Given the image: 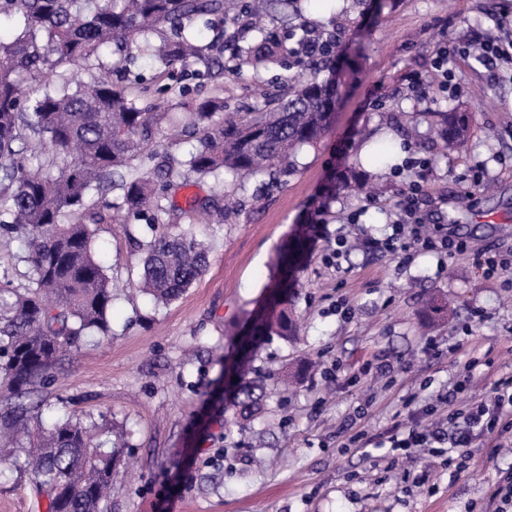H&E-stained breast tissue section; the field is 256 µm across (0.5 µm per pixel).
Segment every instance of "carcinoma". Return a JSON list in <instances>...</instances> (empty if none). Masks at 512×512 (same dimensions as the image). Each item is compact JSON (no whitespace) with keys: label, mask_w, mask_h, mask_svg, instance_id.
<instances>
[{"label":"carcinoma","mask_w":512,"mask_h":512,"mask_svg":"<svg viewBox=\"0 0 512 512\" xmlns=\"http://www.w3.org/2000/svg\"><path fill=\"white\" fill-rule=\"evenodd\" d=\"M300 0H0V14L17 17L12 38L0 40V243L20 241L29 264L28 284L11 287L0 277V386L15 399L0 417V468L31 476L36 500L46 512H102L112 487L117 456L91 444L93 423L64 414L43 425L44 400H34L62 355L85 337L112 338V278L103 252L93 248L86 219L106 209L114 224L142 217L161 223L157 181L137 165L148 151L165 113L138 105L127 86L100 76L122 67L132 51L155 57L161 78L191 58H202L196 20L221 22L229 11L237 23L230 38L237 67L266 61L302 44L307 26H288L281 36L261 16L285 18L300 12ZM327 53L311 61L312 74L286 96L265 98L252 112H229L224 100L192 105L189 133L197 146L182 163L185 175L240 178L288 177L295 154L314 144L328 127L338 96ZM49 74L54 80L34 98L24 83ZM445 145L465 142L467 126L458 112H432ZM122 190L112 202L103 189ZM145 254L140 288L154 302L176 300L202 274L206 246L194 236L162 232L139 244ZM291 298L281 295L276 319L256 320L253 335L292 336ZM261 380L239 382L234 402L247 418L262 409Z\"/></svg>","instance_id":"cac0c4a2"}]
</instances>
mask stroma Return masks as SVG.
Wrapping results in <instances>:
<instances>
[{
  "label": "stroma",
  "instance_id": "35a3bbf8",
  "mask_svg": "<svg viewBox=\"0 0 512 512\" xmlns=\"http://www.w3.org/2000/svg\"><path fill=\"white\" fill-rule=\"evenodd\" d=\"M507 0H382L369 14L345 0H308V22L338 34L340 97L328 131L299 150L296 171L281 181L183 180L165 190L174 230L208 248L205 271L176 301L155 305L138 292L141 254L151 238L144 221L97 225L116 286L112 342L88 341L63 355L43 391L59 411L91 416L96 442L128 459L114 477L107 512H488L491 496L512 481V439L476 440L473 464L455 474L427 452L405 458L389 447L349 445L345 424L375 435L395 418L444 417V396L472 376L482 397L512 378V271L485 275L475 259L512 254V67L457 60L462 94L438 93L434 50L480 30L512 37ZM158 65L137 57L112 82L139 77L143 103L164 100L167 116L152 151L156 161L182 157L196 143L179 123L195 99L222 97L246 112L266 95L287 93L310 73L307 59L280 53L257 67L189 64L158 94ZM431 112H461L467 141L443 154L433 144ZM391 130L397 151L421 157L428 170L380 168L378 206L343 190L367 172L363 146ZM485 166L488 183L470 171ZM424 180L420 214L428 234L444 229L465 253L421 250L404 259L377 249L392 232L391 211L404 183ZM214 202L220 224L198 223L192 204ZM312 240L294 277L300 337H265L248 364L238 353L242 328L260 313L280 274L272 260L305 226ZM352 249L340 266L324 260L337 239ZM450 317L423 326L428 302ZM393 362L392 376L359 375L366 361ZM243 365L263 377L262 412L239 425L225 381ZM0 512H39L29 476L0 474Z\"/></svg>",
  "mask_w": 512,
  "mask_h": 512
}]
</instances>
